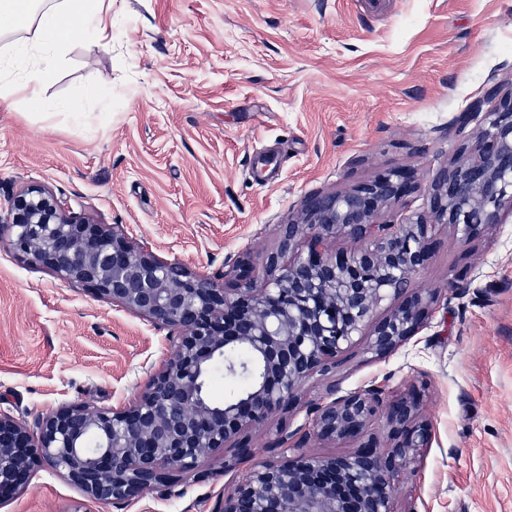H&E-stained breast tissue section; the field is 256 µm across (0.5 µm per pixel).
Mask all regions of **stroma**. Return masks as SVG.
<instances>
[{"label":"stroma","mask_w":512,"mask_h":512,"mask_svg":"<svg viewBox=\"0 0 512 512\" xmlns=\"http://www.w3.org/2000/svg\"><path fill=\"white\" fill-rule=\"evenodd\" d=\"M512 94V0H112V40L76 38L42 83L0 105V202L41 183L200 273L276 250L310 193L445 166L456 119L491 85ZM109 113L78 125L67 108ZM413 280L422 328L378 359L358 342L306 400L425 385L434 428L396 512H512V219L461 243L441 224ZM165 331L0 248V411L122 408L166 358ZM129 503L93 501L36 468L0 512H213L235 477Z\"/></svg>","instance_id":"1"}]
</instances>
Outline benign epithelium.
<instances>
[{
    "label": "benign epithelium",
    "mask_w": 512,
    "mask_h": 512,
    "mask_svg": "<svg viewBox=\"0 0 512 512\" xmlns=\"http://www.w3.org/2000/svg\"><path fill=\"white\" fill-rule=\"evenodd\" d=\"M476 122L453 162L427 183L430 214L392 228L377 217L405 207L417 187L413 171H388L348 191L305 198L299 218L280 225L279 246L259 261L235 260L209 277L165 259L115 224L70 211L42 185H29L0 207V246L166 330L167 358L145 389L119 410L61 405L31 426L0 412V503L46 464L92 500L127 502L172 485L173 477L204 481L200 462L231 448L224 470L254 456L256 430L275 412L306 409L307 421L282 430L266 448L281 459L241 473L215 512H394L397 478L428 447L422 388L386 400L377 387L341 395L336 385L319 403L302 401L310 376L336 369L340 356L370 328L368 350L385 357L415 335L431 298L410 292L432 255L430 231L450 224L462 240L512 216V95L492 112L480 104L461 115ZM346 236L349 250L327 241ZM399 301L374 320L386 301ZM248 346L254 363L248 389L221 406L209 400L210 364ZM313 440L353 441L341 456L288 450Z\"/></svg>",
    "instance_id": "benign-epithelium-1"
}]
</instances>
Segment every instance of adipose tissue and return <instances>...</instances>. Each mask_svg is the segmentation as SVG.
Instances as JSON below:
<instances>
[{
    "label": "adipose tissue",
    "instance_id": "obj_1",
    "mask_svg": "<svg viewBox=\"0 0 512 512\" xmlns=\"http://www.w3.org/2000/svg\"><path fill=\"white\" fill-rule=\"evenodd\" d=\"M102 41L112 28V0H0V101L22 91L41 101L38 80L56 66L73 28Z\"/></svg>",
    "mask_w": 512,
    "mask_h": 512
}]
</instances>
